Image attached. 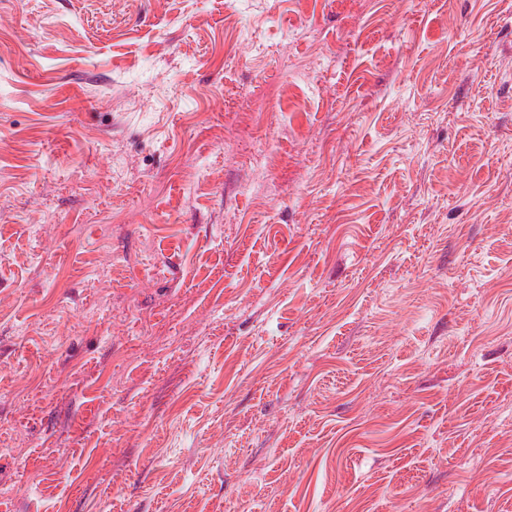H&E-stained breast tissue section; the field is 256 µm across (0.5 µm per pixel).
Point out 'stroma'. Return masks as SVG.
<instances>
[{"label": "stroma", "mask_w": 512, "mask_h": 512, "mask_svg": "<svg viewBox=\"0 0 512 512\" xmlns=\"http://www.w3.org/2000/svg\"><path fill=\"white\" fill-rule=\"evenodd\" d=\"M0 512H512V0H0Z\"/></svg>", "instance_id": "stroma-1"}]
</instances>
